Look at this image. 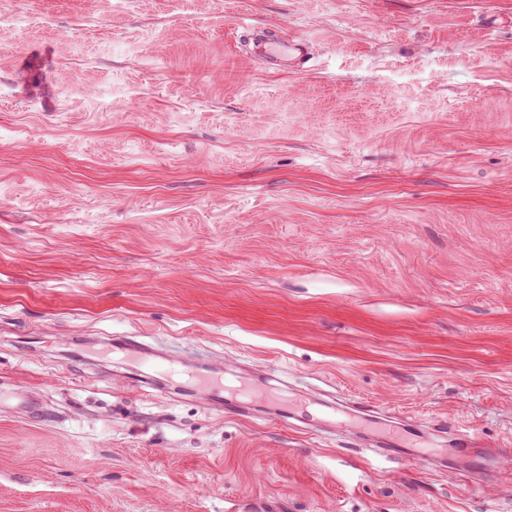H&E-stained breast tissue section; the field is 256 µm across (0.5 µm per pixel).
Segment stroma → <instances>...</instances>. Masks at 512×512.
<instances>
[{"instance_id": "1", "label": "stroma", "mask_w": 512, "mask_h": 512, "mask_svg": "<svg viewBox=\"0 0 512 512\" xmlns=\"http://www.w3.org/2000/svg\"><path fill=\"white\" fill-rule=\"evenodd\" d=\"M1 198L0 512H512L113 351L512 448V0H0ZM241 28L257 43L259 60L266 65H280L282 61L288 60L304 67L311 61V45L304 37L295 35L284 39L268 31L252 29L245 24Z\"/></svg>"}]
</instances>
